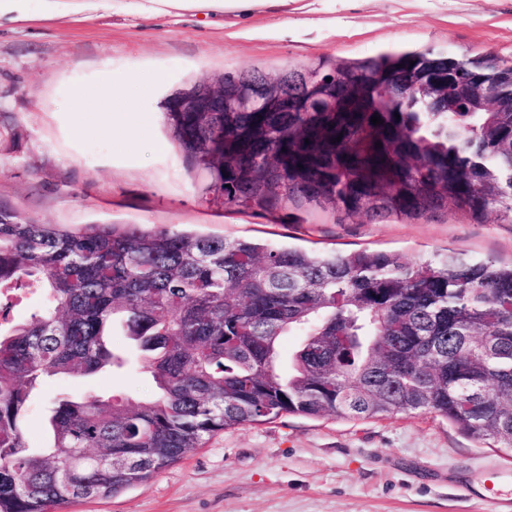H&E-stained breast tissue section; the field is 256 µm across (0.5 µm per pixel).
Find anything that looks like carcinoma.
Returning a JSON list of instances; mask_svg holds the SVG:
<instances>
[{
    "label": "carcinoma",
    "mask_w": 512,
    "mask_h": 512,
    "mask_svg": "<svg viewBox=\"0 0 512 512\" xmlns=\"http://www.w3.org/2000/svg\"><path fill=\"white\" fill-rule=\"evenodd\" d=\"M512 73L486 54L384 53L282 73L309 112H169L187 165L240 212L326 202L351 216L420 217L448 205L512 221V106L448 95L439 75ZM258 71L224 73L231 106ZM414 88L392 96L394 83ZM383 123H371L373 115ZM381 146H376V143ZM40 288L48 305L0 328V512H46L134 488L221 430L283 413L363 419L433 413L512 449V266L453 251L418 262L318 256L245 238L139 224L71 231L0 210V313ZM155 393L54 400L50 445L27 448L33 391L117 363L115 323ZM302 343L288 370L280 341Z\"/></svg>",
    "instance_id": "cac0c4a2"
}]
</instances>
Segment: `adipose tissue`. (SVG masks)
Wrapping results in <instances>:
<instances>
[{
    "label": "adipose tissue",
    "instance_id": "adipose-tissue-1",
    "mask_svg": "<svg viewBox=\"0 0 512 512\" xmlns=\"http://www.w3.org/2000/svg\"><path fill=\"white\" fill-rule=\"evenodd\" d=\"M268 2L269 0H138V6L146 12H157L166 7H186L244 13L265 6ZM142 85V79L137 76L116 78L111 73H104L87 109L105 116V129L133 133L140 127L141 122L131 110V95Z\"/></svg>",
    "mask_w": 512,
    "mask_h": 512
}]
</instances>
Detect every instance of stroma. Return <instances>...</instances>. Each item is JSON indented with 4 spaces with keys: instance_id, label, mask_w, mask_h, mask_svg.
Masks as SVG:
<instances>
[{
    "instance_id": "1",
    "label": "stroma",
    "mask_w": 512,
    "mask_h": 512,
    "mask_svg": "<svg viewBox=\"0 0 512 512\" xmlns=\"http://www.w3.org/2000/svg\"><path fill=\"white\" fill-rule=\"evenodd\" d=\"M486 53L512 62V0H297L229 25L198 10L145 16L131 7L57 11L0 24V204L45 224L190 228L320 252L396 251L419 261L453 250L512 263V224L448 207L396 219L349 216L324 203L236 213L208 202L204 173L175 140L165 99L225 72L275 74L322 59L385 52ZM159 75L136 102L148 122L126 149L97 131L76 96L101 73ZM122 367L48 382L30 404L28 447L45 443L57 397L129 399L154 392L121 327L109 338ZM512 497V450L431 414L361 420L284 414L221 431L202 448L120 494L76 499L59 512H492L466 488L488 472Z\"/></svg>"
}]
</instances>
